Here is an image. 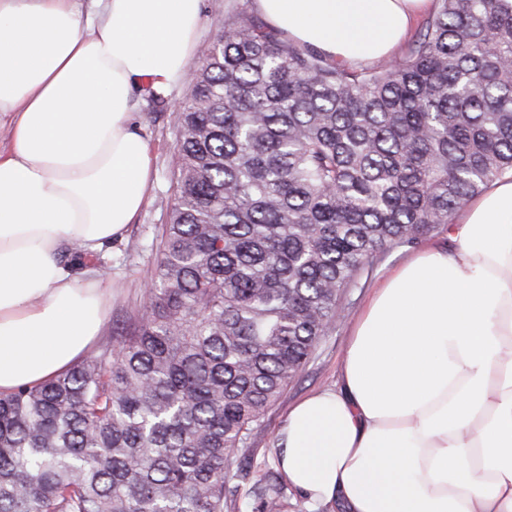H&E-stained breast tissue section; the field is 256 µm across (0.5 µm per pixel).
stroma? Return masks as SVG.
I'll list each match as a JSON object with an SVG mask.
<instances>
[{"label": "stroma", "mask_w": 512, "mask_h": 512, "mask_svg": "<svg viewBox=\"0 0 512 512\" xmlns=\"http://www.w3.org/2000/svg\"><path fill=\"white\" fill-rule=\"evenodd\" d=\"M227 2V8L222 9L216 0H203L201 28L192 67L202 65L215 33L224 26L225 10H232L239 17L255 13L253 0ZM189 94L190 86L184 82L167 94L166 105L153 104L146 94L138 99L137 121L150 147L153 171L146 204L133 224L128 226L123 239L113 241L94 258L86 259L84 265L85 271H96L98 277L112 283V302L103 328L104 335H111L113 327L123 321L126 310L143 300V288L151 277L155 263V253L151 249L152 232L155 225L166 223L174 198L175 104L185 100ZM131 241L140 242V251H128L127 244ZM410 252L407 246L391 249L374 265L372 271L362 275L354 286L342 291V322L321 338L298 378L267 411L260 426L251 435L241 466L233 469L229 475L226 482L228 512H253L255 502L250 490L277 470L272 448L289 409L311 392L335 387L352 321L373 288Z\"/></svg>", "instance_id": "obj_1"}]
</instances>
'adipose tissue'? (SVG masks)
I'll list each match as a JSON object with an SVG mask.
<instances>
[{
	"instance_id": "1",
	"label": "adipose tissue",
	"mask_w": 512,
	"mask_h": 512,
	"mask_svg": "<svg viewBox=\"0 0 512 512\" xmlns=\"http://www.w3.org/2000/svg\"><path fill=\"white\" fill-rule=\"evenodd\" d=\"M430 0H254L290 41L354 63L390 56ZM201 0H0V394L77 364L109 284L72 271L121 237L152 162L141 83L184 81ZM312 508L512 512V179L495 181L388 275L352 324L340 382L288 413L274 449Z\"/></svg>"
}]
</instances>
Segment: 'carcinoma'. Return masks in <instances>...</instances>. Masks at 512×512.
<instances>
[{"label":"carcinoma","mask_w":512,"mask_h":512,"mask_svg":"<svg viewBox=\"0 0 512 512\" xmlns=\"http://www.w3.org/2000/svg\"><path fill=\"white\" fill-rule=\"evenodd\" d=\"M435 2L374 68L224 13L176 112L145 300L65 373L0 394V512H224L340 292L512 176V0ZM255 495L282 512L277 482Z\"/></svg>","instance_id":"obj_1"}]
</instances>
